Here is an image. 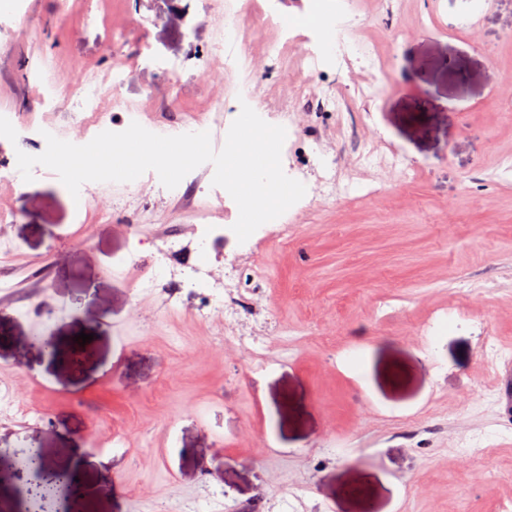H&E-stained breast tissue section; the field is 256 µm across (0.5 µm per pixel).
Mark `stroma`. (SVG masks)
Returning a JSON list of instances; mask_svg holds the SVG:
<instances>
[{"label": "stroma", "mask_w": 512, "mask_h": 512, "mask_svg": "<svg viewBox=\"0 0 512 512\" xmlns=\"http://www.w3.org/2000/svg\"><path fill=\"white\" fill-rule=\"evenodd\" d=\"M86 7L67 0L69 32L58 0H13L40 23L36 48L0 11V113L73 140L33 108L26 74L65 84L73 64L110 65ZM94 7L114 33L146 26L121 87L145 129L166 128L174 102L201 113L246 96L223 60L186 59L221 43L238 0ZM337 18L373 59L326 56L313 84L372 88L364 133L405 162L358 167L349 198L318 190L348 133L333 109L298 115L281 160L306 194L243 243L222 199L145 174L92 183L83 209L47 168L0 182V241L14 245L0 251V391L17 404L0 410V512H498L512 499V0H340ZM266 44L241 49L265 113L295 89ZM201 203L223 238L200 237ZM194 265L208 285L183 283ZM224 284L244 308L208 305ZM43 332L54 353L31 344ZM488 441L473 464L469 446ZM29 448L83 496L38 503L6 465Z\"/></svg>", "instance_id": "stroma-1"}]
</instances>
